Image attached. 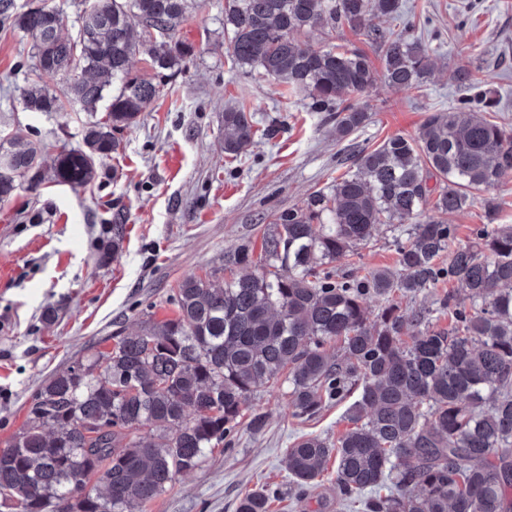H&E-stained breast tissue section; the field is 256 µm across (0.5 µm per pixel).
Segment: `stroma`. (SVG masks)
<instances>
[{"label":"stroma","instance_id":"35a3bbf8","mask_svg":"<svg viewBox=\"0 0 512 512\" xmlns=\"http://www.w3.org/2000/svg\"><path fill=\"white\" fill-rule=\"evenodd\" d=\"M408 23L428 49L431 76L418 91L376 81L357 97L369 122L340 142L326 113L309 111L304 95L231 64L224 0H201L177 31L194 44V57L174 77L171 94L122 133L120 152L103 160L96 183L47 181L35 191L23 185L0 202V448L19 432L51 374L110 349L146 317L172 316L179 280L223 271L240 245L259 242L276 215L348 171L350 153L416 135L430 113L481 91L497 102L495 121L512 128V0H401L397 16H371L369 26L388 34ZM461 69L480 79L479 89L455 80ZM32 76L28 40L1 26L0 133L22 129L51 156L81 145L73 113L24 110L20 93ZM238 104L256 127L274 120L281 132L230 158L222 144L224 110ZM113 224L123 225V239L104 262L100 251ZM393 238L380 227L353 258L354 277L396 268ZM51 306L58 316L44 321ZM247 404L231 445L179 475L144 512H236L241 492L262 485L272 495L269 512H360L330 480L306 492L293 487L285 456L300 434L342 432L346 403L299 421L287 385L279 384L258 388ZM255 414L264 418L257 431L250 426Z\"/></svg>","mask_w":512,"mask_h":512}]
</instances>
